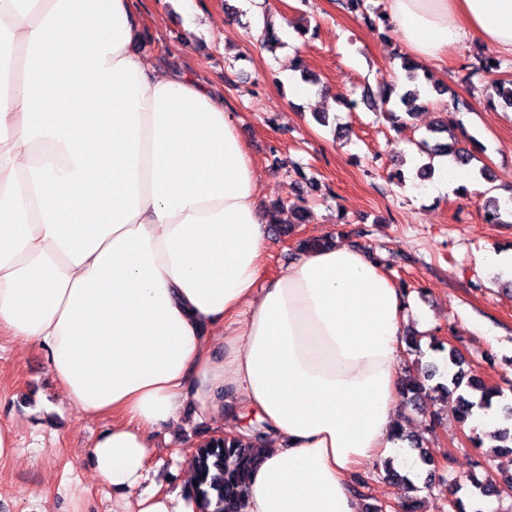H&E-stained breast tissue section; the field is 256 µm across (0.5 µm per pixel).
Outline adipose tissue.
Here are the masks:
<instances>
[{"instance_id":"1","label":"adipose tissue","mask_w":512,"mask_h":512,"mask_svg":"<svg viewBox=\"0 0 512 512\" xmlns=\"http://www.w3.org/2000/svg\"><path fill=\"white\" fill-rule=\"evenodd\" d=\"M410 55L512 56V0H384ZM129 0H0V334L42 352L111 426L90 450L113 512H197L150 484L192 408L265 425L242 512H360L351 481L413 460L395 436L412 301L371 252H300L263 279L268 215L238 120L134 53Z\"/></svg>"}]
</instances>
